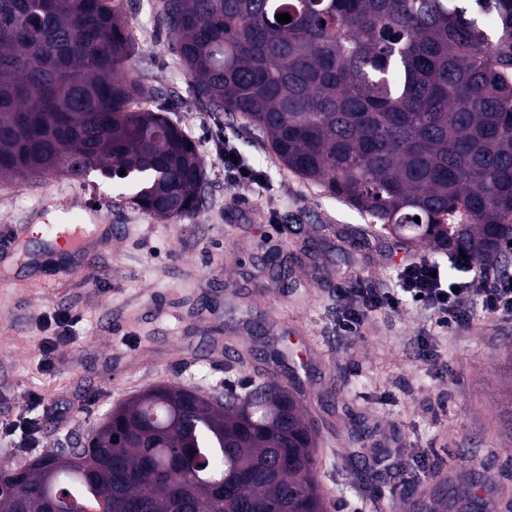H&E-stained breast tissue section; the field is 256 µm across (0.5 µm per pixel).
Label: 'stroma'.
<instances>
[{
	"label": "stroma",
	"instance_id": "obj_1",
	"mask_svg": "<svg viewBox=\"0 0 512 512\" xmlns=\"http://www.w3.org/2000/svg\"><path fill=\"white\" fill-rule=\"evenodd\" d=\"M163 0H127L137 80L205 164L202 202L163 219L119 181L93 172L0 181V464L67 448L131 396L171 383L210 397L273 382L304 401L317 431L328 512H421L427 477L407 479L428 450L453 457L451 487L474 497L449 512L512 502V320L474 310L438 327L413 305L340 329L344 288H392L425 252L377 235L373 221L280 164L262 133L202 103L159 23ZM265 181L224 178V143ZM103 212L90 247L49 249L44 225ZM79 315L69 343L42 358L48 317ZM437 341L424 361L418 337ZM41 394L34 404L32 394ZM40 420L36 447L7 424Z\"/></svg>",
	"mask_w": 512,
	"mask_h": 512
}]
</instances>
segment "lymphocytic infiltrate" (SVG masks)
<instances>
[{
  "instance_id": "obj_1",
  "label": "lymphocytic infiltrate",
  "mask_w": 512,
  "mask_h": 512,
  "mask_svg": "<svg viewBox=\"0 0 512 512\" xmlns=\"http://www.w3.org/2000/svg\"><path fill=\"white\" fill-rule=\"evenodd\" d=\"M401 286L395 291L358 288L357 304L347 305L340 323L342 332H356L368 313L399 309L412 304L429 310L439 327H458L468 323L470 309L480 305L486 312L503 319L512 318V278L502 277L460 281L438 263L423 259L409 263L400 272Z\"/></svg>"
}]
</instances>
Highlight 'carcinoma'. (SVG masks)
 I'll return each mask as SVG.
<instances>
[{"label":"carcinoma","mask_w":512,"mask_h":512,"mask_svg":"<svg viewBox=\"0 0 512 512\" xmlns=\"http://www.w3.org/2000/svg\"><path fill=\"white\" fill-rule=\"evenodd\" d=\"M161 19L198 95L289 171L406 245L512 266V0H163ZM134 45L124 0H0V177L98 171L155 215L196 210L204 161L142 105ZM117 410L1 466L0 512H327L307 406L278 385Z\"/></svg>","instance_id":"cac0c4a2"}]
</instances>
